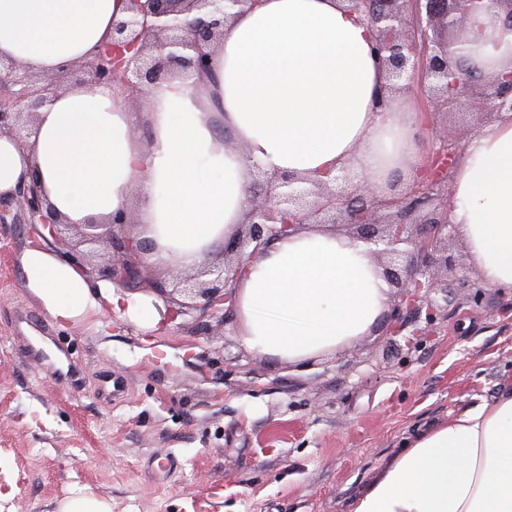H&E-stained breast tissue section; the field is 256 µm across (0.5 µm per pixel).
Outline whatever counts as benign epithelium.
Masks as SVG:
<instances>
[{
	"label": "benign epithelium",
	"instance_id": "7a95c632",
	"mask_svg": "<svg viewBox=\"0 0 512 512\" xmlns=\"http://www.w3.org/2000/svg\"><path fill=\"white\" fill-rule=\"evenodd\" d=\"M127 16L113 24L112 38L104 42L95 59L82 65L90 83H109L133 97L175 71L204 73L209 68L208 49L215 46L224 24L260 4V0H128ZM374 34L373 50L388 79L401 80L419 65L431 85L430 111L450 112L464 106L489 121L512 116V72L503 76L481 74L467 60L453 58L455 42L462 38L468 18L490 8L505 11L512 28V0H352ZM196 13L191 23L185 16ZM74 66L65 65L40 85L30 71L15 62L0 60V134L19 142L32 135L21 121V104L35 112L67 83ZM454 77L455 94L448 95V77ZM441 143L420 177L407 190L386 194L364 174L342 170L332 182L295 174L263 173L251 185L252 203L235 233L219 250L189 275L165 267L167 278L150 279L149 255L156 242L134 229L130 210L112 217L110 224H75L77 239L64 235L62 224L44 207L36 184L19 187L5 207L17 203L24 223L61 249L80 250L85 257L100 251L108 257L101 276L126 289L151 291L166 303L167 316L187 310L234 316L236 284L245 274V260L306 224H331L370 246L389 286L388 309L381 332L415 344L420 331L405 335L408 320L434 323L452 305L476 303L482 285L471 278L461 254L448 251L455 231L448 220L451 173L458 160L456 141L439 132Z\"/></svg>",
	"mask_w": 512,
	"mask_h": 512
}]
</instances>
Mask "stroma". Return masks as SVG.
Masks as SVG:
<instances>
[{
  "label": "stroma",
  "instance_id": "35a3bbf8",
  "mask_svg": "<svg viewBox=\"0 0 512 512\" xmlns=\"http://www.w3.org/2000/svg\"><path fill=\"white\" fill-rule=\"evenodd\" d=\"M459 108L422 128L465 145ZM37 231L0 223V512H57L73 491L112 512H353L417 430L512 382V291L449 309L390 353L358 339L310 365L242 349L197 311L145 328L60 327L23 286Z\"/></svg>",
  "mask_w": 512,
  "mask_h": 512
}]
</instances>
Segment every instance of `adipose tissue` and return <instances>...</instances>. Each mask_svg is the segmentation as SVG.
<instances>
[{
    "instance_id": "obj_1",
    "label": "adipose tissue",
    "mask_w": 512,
    "mask_h": 512,
    "mask_svg": "<svg viewBox=\"0 0 512 512\" xmlns=\"http://www.w3.org/2000/svg\"><path fill=\"white\" fill-rule=\"evenodd\" d=\"M125 8L0 0V59L36 73L91 59ZM466 38L462 54L485 73L512 70V29L493 15H478ZM372 39L346 0H262L225 25L207 74L174 72L136 103L108 84L53 95L25 143L0 135V197L37 181L67 224H106L136 208L159 246L154 261L198 267L240 224L253 170L327 180L348 167L383 184L417 165V116L389 91ZM228 134L237 149L225 147ZM452 186L449 220L470 263L486 285L512 289V120L471 135ZM22 266L61 325L107 306L149 327L162 320L153 297L91 282L43 239L29 241ZM247 267L239 341L294 364L369 334L386 306L389 287L365 244L325 227L275 242ZM353 512H512V384L417 432Z\"/></svg>"
}]
</instances>
